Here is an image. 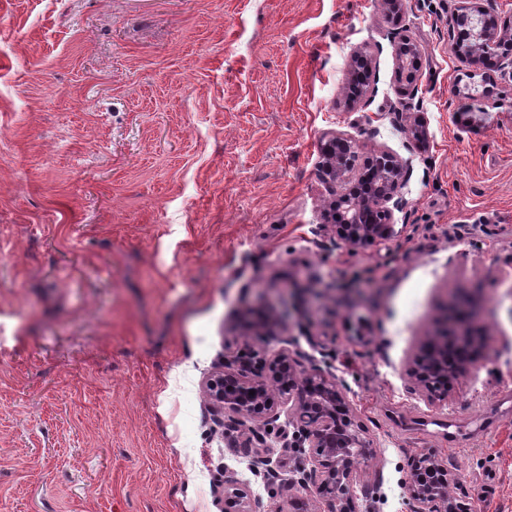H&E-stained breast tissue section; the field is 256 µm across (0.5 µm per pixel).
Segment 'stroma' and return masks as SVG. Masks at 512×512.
<instances>
[{
  "label": "stroma",
  "instance_id": "35a3bbf8",
  "mask_svg": "<svg viewBox=\"0 0 512 512\" xmlns=\"http://www.w3.org/2000/svg\"><path fill=\"white\" fill-rule=\"evenodd\" d=\"M454 4L0 0V512H224L227 473L290 512L248 463L295 455L240 447L203 392L265 319L356 407L367 512H406L427 451L467 512H512V85L456 125ZM393 30L424 49L423 145L391 123ZM360 46L375 92L351 110ZM333 131L412 161L394 236L357 254L322 219ZM459 294L480 367L430 401L407 358Z\"/></svg>",
  "mask_w": 512,
  "mask_h": 512
}]
</instances>
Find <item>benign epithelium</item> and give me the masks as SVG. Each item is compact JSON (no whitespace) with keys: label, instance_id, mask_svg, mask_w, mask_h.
I'll list each match as a JSON object with an SVG mask.
<instances>
[{"label":"benign epithelium","instance_id":"1","mask_svg":"<svg viewBox=\"0 0 512 512\" xmlns=\"http://www.w3.org/2000/svg\"><path fill=\"white\" fill-rule=\"evenodd\" d=\"M449 47L462 65L468 83L457 93L473 102L490 93L484 69L492 67L512 82V25L503 22L488 0H457L448 22ZM423 48L414 39L399 38L395 79L403 84L409 102L393 112L394 125L414 143H424L427 128L420 113L411 111L418 93ZM375 68L374 53L365 48L351 52L347 63L349 108L367 105L374 92L369 78ZM319 176L329 192L324 223L333 225L336 240L353 253L383 243L393 235L394 212L403 210V189L410 168L388 150L363 152L344 133H332L322 149ZM277 334L267 323L253 333L256 342L246 352L224 355V363L206 378L204 392L214 423L224 432H242L245 446L264 445L274 435L282 447L299 455L314 475L313 497L327 512H360L355 494L356 464L372 453V444L355 409L319 365L304 366L305 357L286 349L271 355L266 342ZM470 342L467 319L455 317L453 325L427 337L408 359L407 373L427 398H448V388L460 376L477 370L466 357ZM288 407L279 425L280 409ZM458 475L434 453L413 461L407 474L409 512H461L448 488ZM224 512H253L248 485L224 479L216 485Z\"/></svg>","mask_w":512,"mask_h":512}]
</instances>
